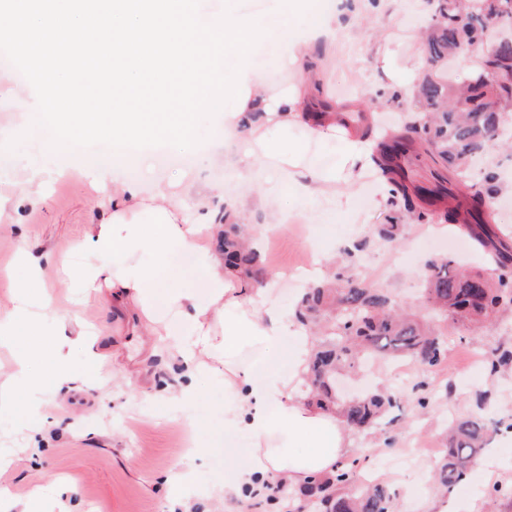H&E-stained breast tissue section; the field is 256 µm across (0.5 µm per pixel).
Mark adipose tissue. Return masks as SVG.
<instances>
[{
  "instance_id": "adipose-tissue-1",
  "label": "adipose tissue",
  "mask_w": 512,
  "mask_h": 512,
  "mask_svg": "<svg viewBox=\"0 0 512 512\" xmlns=\"http://www.w3.org/2000/svg\"><path fill=\"white\" fill-rule=\"evenodd\" d=\"M283 14L266 15L262 24L284 44L305 79L294 87H274L255 69L247 71L249 99L237 116H225L220 127L231 138L247 131L254 157H265L281 168H303L311 160L291 137L302 127L323 148L339 150L338 166L319 171L299 185L300 195L317 198L335 185L350 188L360 173L377 170L374 142L359 134L337 137L335 114L317 116L323 96L316 77V45H335L348 28L335 10L316 0H290ZM24 167L27 178L19 194L33 204L44 201L45 177H62L41 154L10 159ZM103 218L80 247L101 257L100 265L72 272L83 287L99 283L130 293L148 332L173 337L186 374H202L224 384V426L247 443V461L239 463L232 450L224 452V498L239 497L280 479L299 487L313 477L335 471L352 451L351 429L334 409L313 405L302 387L316 350L312 330L302 323L295 305L258 301L249 283L226 273L223 257L213 248L218 213L217 188L199 191L194 202L156 188L144 197L134 185L109 188L105 176L91 177ZM175 250L192 251L196 267L205 272L203 288L184 287L166 274V258ZM37 264L17 284L19 303L0 307V339L25 333L33 353H49L54 361L52 384L63 389L72 382L65 341L45 334L41 316L29 304L43 301Z\"/></svg>"
}]
</instances>
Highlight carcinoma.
<instances>
[{"mask_svg":"<svg viewBox=\"0 0 512 512\" xmlns=\"http://www.w3.org/2000/svg\"><path fill=\"white\" fill-rule=\"evenodd\" d=\"M436 13L438 20L426 41L428 61L436 73L426 76L419 87L425 110L418 118L405 121L400 132L379 149L381 164L396 184L391 204L419 219L446 193V187L415 184L400 163L404 153L420 149L434 165L464 182L471 164L505 131V117L485 110V100L512 103V42H498L495 53L484 61V67L493 69L494 81L488 80L485 71L456 88L449 65L452 57L489 40L495 26L494 0H437ZM493 180L495 173L485 171L483 187L470 195L467 214L472 223L462 228L491 256L499 274L494 277L464 269L451 257L428 265L425 303L447 321L480 323L512 307V276L507 272L512 267V247L484 226V207ZM216 245L224 254L225 266L254 282L263 278L260 253L246 246L239 225L224 222ZM298 312L303 321L329 329L330 339L316 350L308 375L315 404L338 407L345 421L357 429L384 420L398 396L384 391L342 399L336 392V375L355 369L366 353L405 357L430 367L446 356L439 335L397 311L384 289L367 280L336 277L313 284ZM489 435L484 418H455L435 481L447 490L464 481ZM357 468L355 460L339 463L335 472L302 487L300 499L315 503L319 512H392L388 489L364 484Z\"/></svg>","mask_w":512,"mask_h":512,"instance_id":"carcinoma-1","label":"carcinoma"}]
</instances>
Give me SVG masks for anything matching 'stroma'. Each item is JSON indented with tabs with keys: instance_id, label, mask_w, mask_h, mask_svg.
Here are the masks:
<instances>
[{
	"instance_id": "obj_1",
	"label": "stroma",
	"mask_w": 512,
	"mask_h": 512,
	"mask_svg": "<svg viewBox=\"0 0 512 512\" xmlns=\"http://www.w3.org/2000/svg\"><path fill=\"white\" fill-rule=\"evenodd\" d=\"M435 9L436 0H395L392 8L368 11L352 38L342 39L335 49L316 47L325 101H358L385 84L374 59L376 34L388 37L398 66L424 59L412 34L430 21ZM285 56L284 48L260 46L252 63L267 82L292 85L302 75L285 63ZM29 89L12 64L0 63L1 143L21 120L12 110L14 97ZM229 144L232 151L219 165L198 160L189 167H164L145 156L133 180L113 166L105 147L55 151L54 164L70 174L46 180V204H17L0 215V307L10 305L11 283L24 276L15 264L16 252L39 258L42 284L52 296L48 331L69 336L78 323L92 325L95 335L89 347H72L69 358L73 371L83 376L88 355H97L96 374L103 383L101 389L66 396L45 391L36 435L29 429L25 397H14L11 406L0 409V448L11 451L0 463V488L6 489L7 502L22 501L37 487L53 512H161L165 477L189 461L195 472L188 512H286L288 497L296 492L288 485L275 499L264 493L227 503L209 496L212 486L224 482L222 443L228 433L222 384L197 381L194 399L185 404L155 401L154 392L182 383L181 367L168 351L169 339L140 329L128 301L109 292L100 299L86 295L66 280L65 268L93 261L77 247L100 213L89 185L91 174L107 173L116 186L135 181L147 193L158 185L179 195L203 185L223 186L225 200L236 202L247 229L259 231L258 248L271 257L266 272L281 273L272 299L283 305L298 300L302 292L301 283L288 280V273L316 264L328 275L372 280L389 293L397 309L419 316L426 313L421 288L430 261L460 257L485 273L496 271L490 256L458 226L442 223L436 209L421 222L404 218L398 240L380 238L378 226L396 211L382 200L375 175H365L353 196L330 205L296 195L294 176L267 162L244 172L241 161L253 149L247 134L231 138ZM489 167L501 179L497 202L486 210L485 222L512 246V147L490 146L486 161L474 165L471 183L481 184ZM247 178L257 186L276 184L286 220L270 223L269 210L257 197H243ZM437 329L448 351L440 364H416L402 375L395 371L397 359L378 358L370 371H358L343 383L349 393L387 388L399 396L398 406L380 426L353 433V454L362 476L387 486L396 512H424L425 496L436 491L431 473L454 417L474 413L512 424V365L490 368L497 349L512 350V308L502 310L490 326L441 321ZM207 441L211 449L190 458V449ZM482 460L494 464V479L483 481L479 469H472L454 495L468 512H512V446L502 447L499 437H492Z\"/></svg>"
}]
</instances>
